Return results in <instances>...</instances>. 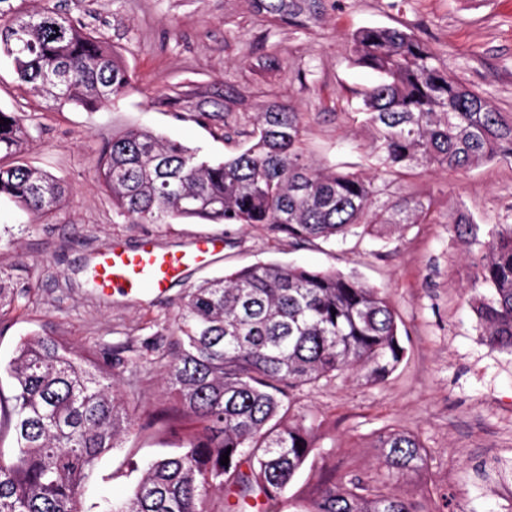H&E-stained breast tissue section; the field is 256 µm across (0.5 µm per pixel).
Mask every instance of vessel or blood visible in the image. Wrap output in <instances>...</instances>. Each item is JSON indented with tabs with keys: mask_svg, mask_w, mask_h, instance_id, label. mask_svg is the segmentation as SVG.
<instances>
[{
	"mask_svg": "<svg viewBox=\"0 0 512 512\" xmlns=\"http://www.w3.org/2000/svg\"><path fill=\"white\" fill-rule=\"evenodd\" d=\"M221 247L219 240L205 238L188 252H160L144 245L136 250L113 247L101 253L97 281L101 289L127 293L151 287L161 292L192 266H200Z\"/></svg>",
	"mask_w": 512,
	"mask_h": 512,
	"instance_id": "1",
	"label": "vessel or blood"
}]
</instances>
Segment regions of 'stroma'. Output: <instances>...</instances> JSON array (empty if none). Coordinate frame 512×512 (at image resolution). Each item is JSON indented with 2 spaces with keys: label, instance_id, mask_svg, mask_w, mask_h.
Here are the masks:
<instances>
[{
  "label": "stroma",
  "instance_id": "1",
  "mask_svg": "<svg viewBox=\"0 0 512 512\" xmlns=\"http://www.w3.org/2000/svg\"><path fill=\"white\" fill-rule=\"evenodd\" d=\"M32 12L56 6L102 34L134 76L126 93L98 112L57 105L18 88L0 58V109L22 113L31 136L23 162L67 189L52 213L38 216L0 199V270L23 294L0 314V365L22 336L36 332L94 349L115 361L119 390L137 419L123 448L104 458L86 489L88 501L124 495L136 481L127 463L176 452L188 419L172 409L162 382L187 288L258 262L355 273L382 289L398 316L405 350L396 370L372 384L352 373L296 395L294 408L315 421L312 451L288 489L289 512L305 507L327 478L372 473L379 437L418 435L426 467L394 486L419 512H512V356L486 342L475 307L477 269L451 218L464 203L482 230L512 224V162L496 159L459 171L414 170L391 199L428 197L425 224L378 225L374 236L296 245L265 228L172 219L133 224L112 208L96 180L102 145L113 132L144 126L224 159L244 139L224 140L213 126L177 117L155 99L188 86L234 87L238 122L269 105L299 112L308 156L325 166L371 173L372 134L349 116L354 92L373 81L352 61L349 36L363 27L406 26L447 63L450 74L499 111L512 113V0H331L326 22L308 30L253 15L248 0H11ZM215 236L223 250L187 269L161 292L103 293L90 282L106 246L151 243L162 252L192 250ZM151 358L136 371L132 359Z\"/></svg>",
  "mask_w": 512,
  "mask_h": 512
}]
</instances>
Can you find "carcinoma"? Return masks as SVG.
Instances as JSON below:
<instances>
[{
  "label": "carcinoma",
  "instance_id": "carcinoma-1",
  "mask_svg": "<svg viewBox=\"0 0 512 512\" xmlns=\"http://www.w3.org/2000/svg\"><path fill=\"white\" fill-rule=\"evenodd\" d=\"M0 0V55L32 91L96 112L121 97L132 74L105 41L53 7L29 13ZM253 13L307 29L321 24L329 0H248ZM7 7H2V4ZM354 63L375 75L359 92L356 116L371 128L374 174L322 167L304 154L300 115L271 105L235 134L247 147L220 162L130 128L112 135L97 177L112 207L134 224L195 218L265 227L295 242L371 236L377 224H423L429 206L403 198L378 211L388 179L418 167L452 171L512 162V114L453 80L448 65L407 27H364L351 35ZM159 103L208 123L242 98L196 90ZM0 197L33 213L52 210L65 189L18 161L30 138L22 115L0 109ZM463 243L480 248L476 306L488 344L512 354V224L479 237L462 210L453 219ZM18 300L0 270V312ZM174 352L164 384L175 411L200 424L181 452L143 468L131 493L88 506L84 492L103 458L135 426L134 408L96 361L52 336L20 340L0 385V512H207L215 494L235 492L224 512L247 501L288 502V487L311 452L309 427L294 394L347 371L385 380L404 356L396 316L380 289L352 273L258 262L188 290L171 331ZM379 472L328 483L299 512H419L389 486L427 463L418 436L380 438ZM229 454L228 465L220 462Z\"/></svg>",
  "mask_w": 512,
  "mask_h": 512
}]
</instances>
